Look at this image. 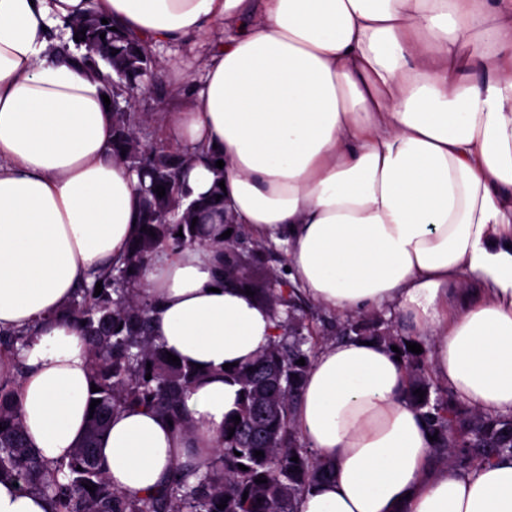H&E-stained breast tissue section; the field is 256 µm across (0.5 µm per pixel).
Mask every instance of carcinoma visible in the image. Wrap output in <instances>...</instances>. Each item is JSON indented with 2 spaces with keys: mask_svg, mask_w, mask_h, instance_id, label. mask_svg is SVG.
<instances>
[{
  "mask_svg": "<svg viewBox=\"0 0 512 512\" xmlns=\"http://www.w3.org/2000/svg\"><path fill=\"white\" fill-rule=\"evenodd\" d=\"M101 19L102 15L89 10L71 23L75 33L86 30L85 40L77 42L85 50L81 62L95 71L103 64L111 69L116 77L115 99L128 106L144 90L146 72L140 64H152V52L123 31L111 30L113 23L104 24ZM112 116V151L125 155L123 161L139 173V224L146 230L131 243L125 265L102 278L100 295H95L96 284L86 285L64 309L66 316L85 322L82 329L89 341L93 383L100 388L90 398L101 403L95 406L86 434L69 460L49 465L27 446L14 392L0 382V476L13 477L40 492L52 501L54 512H298L306 492L330 479L334 467L302 444L292 424L294 404L316 353L311 337L291 327L295 288L278 274L267 272L266 259L273 245H249L247 234L239 228L219 240L202 233L203 227L216 219L224 223V201H216V196L223 194L220 186L199 198L196 225L168 223L182 205L185 190L180 176L192 156L157 143L147 151L149 160L141 164L128 145L136 139L139 117L134 112H114ZM161 178L169 179L171 188L167 195L154 199L149 190ZM164 242L176 247L209 246L224 271V282L242 290L250 287L252 299L267 306L275 335L257 359L226 374L240 387L237 415L241 421L224 420V434L215 454L162 491L131 496L111 486L96 456L112 413L138 404L181 426L183 399L198 379L193 368L167 361V354L150 333V305L136 288L149 257ZM347 330L401 351L409 378L406 399L426 419L431 434L437 435L438 461L472 470L512 455V415L459 409L448 392L429 377L426 353L407 350L410 338L362 320L348 325ZM24 341L22 334L1 336L0 349L16 357ZM301 358L305 359L303 366L297 364ZM418 388L425 391L424 397L414 394ZM433 389L438 391L435 397L431 396ZM231 428L235 429L232 436ZM257 451L264 456H255ZM294 456L298 461L292 460ZM241 464L248 470L239 469ZM259 478L264 482L256 483ZM87 484L95 485V491L89 492ZM219 504L225 508H217Z\"/></svg>",
  "mask_w": 512,
  "mask_h": 512,
  "instance_id": "obj_1",
  "label": "carcinoma"
}]
</instances>
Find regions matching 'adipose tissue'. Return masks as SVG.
I'll use <instances>...</instances> for the list:
<instances>
[{
	"label": "adipose tissue",
	"mask_w": 512,
	"mask_h": 512,
	"mask_svg": "<svg viewBox=\"0 0 512 512\" xmlns=\"http://www.w3.org/2000/svg\"><path fill=\"white\" fill-rule=\"evenodd\" d=\"M91 8L146 48L199 47L203 84L160 115L195 154L190 198L224 180L234 223L287 245L310 299L343 316L399 307L431 337L438 380L474 410H512V0H0V332L28 335L23 371L0 359V381L45 461L68 458L89 412L87 341L62 309L139 232L102 85L57 37ZM144 279L153 336L206 377L184 428L113 414L101 467L138 496L213 455L238 408L223 366L255 359L274 327L208 247L158 246ZM405 389L383 344L317 352L294 425L334 476L299 512H512V458L438 463ZM0 512L52 508L2 476Z\"/></svg>",
	"instance_id": "obj_1"
}]
</instances>
